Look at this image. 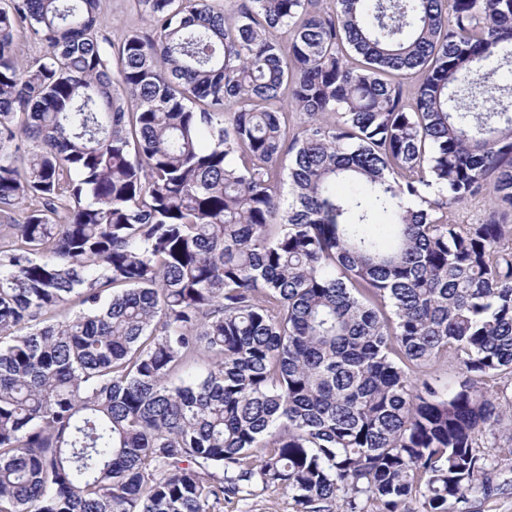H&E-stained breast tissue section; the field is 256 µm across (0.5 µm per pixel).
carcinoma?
I'll use <instances>...</instances> for the list:
<instances>
[{
	"instance_id": "carcinoma-1",
	"label": "carcinoma",
	"mask_w": 512,
	"mask_h": 512,
	"mask_svg": "<svg viewBox=\"0 0 512 512\" xmlns=\"http://www.w3.org/2000/svg\"><path fill=\"white\" fill-rule=\"evenodd\" d=\"M99 3L0 5V512H472L512 466V0H137L115 59ZM489 216V202L485 195H479L460 208L457 219L460 222H481ZM212 512H296L297 506L287 490L261 487L246 490L231 501L215 504Z\"/></svg>"
}]
</instances>
